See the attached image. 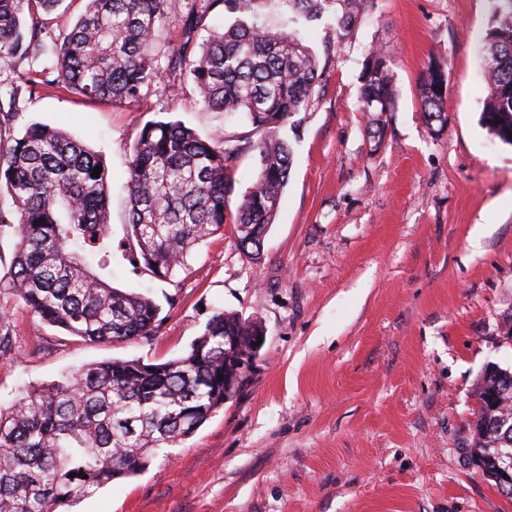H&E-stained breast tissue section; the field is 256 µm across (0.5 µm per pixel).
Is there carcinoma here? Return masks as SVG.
Returning <instances> with one entry per match:
<instances>
[{
  "label": "carcinoma",
  "instance_id": "cac0c4a2",
  "mask_svg": "<svg viewBox=\"0 0 512 512\" xmlns=\"http://www.w3.org/2000/svg\"><path fill=\"white\" fill-rule=\"evenodd\" d=\"M62 0H0V62L41 63L40 82L18 73L0 86V235L17 236L7 288L46 323L84 341L111 343L153 335L161 308L151 298L112 287L94 267L110 264L109 173L102 158L65 131L39 122L11 134L22 91L61 87L89 98L138 102L151 89L177 94L190 74L202 106L246 114L272 136L254 145L258 174L235 224L270 230L288 184L293 149L279 135L314 106L321 61L341 51L374 0H86L73 27L57 33L47 16ZM481 39L487 95L482 124L512 145V0H490ZM223 6L224 27L195 45L210 11ZM333 13L332 36L319 55L290 31ZM184 18L183 41L161 54L157 38L171 17ZM392 60L370 51L362 64L361 111L396 109ZM443 69L427 66L418 97L428 127L443 131ZM240 145L203 139L180 121H153L140 131L128 168L129 232L137 258L156 278L187 269L197 246L224 228L225 196ZM100 176L92 177L94 169ZM259 325L216 311L178 357L145 363L112 359L26 388L0 405V512H69L81 499L144 472L224 407L249 374L224 388V336L249 345ZM467 458L498 482L512 459V370H485Z\"/></svg>",
  "mask_w": 512,
  "mask_h": 512
}]
</instances>
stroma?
Here are the masks:
<instances>
[{"mask_svg":"<svg viewBox=\"0 0 512 512\" xmlns=\"http://www.w3.org/2000/svg\"><path fill=\"white\" fill-rule=\"evenodd\" d=\"M490 18L489 0H374L288 134L289 182L260 258L228 224L169 281L130 260L126 182L141 129L170 117L252 145L265 131L204 110L189 81L139 103L47 87L20 98L14 133L40 122L102 156L112 262L101 275L161 312L151 338L92 343L0 288L15 339L0 358V404L90 363L175 358L221 309L266 328L236 397L170 458L77 512H512L465 457L484 370L512 367V146L481 123ZM372 50L391 58L398 94L379 143L358 102ZM432 62L448 73L441 133L417 97Z\"/></svg>","mask_w":512,"mask_h":512,"instance_id":"stroma-1","label":"stroma"}]
</instances>
